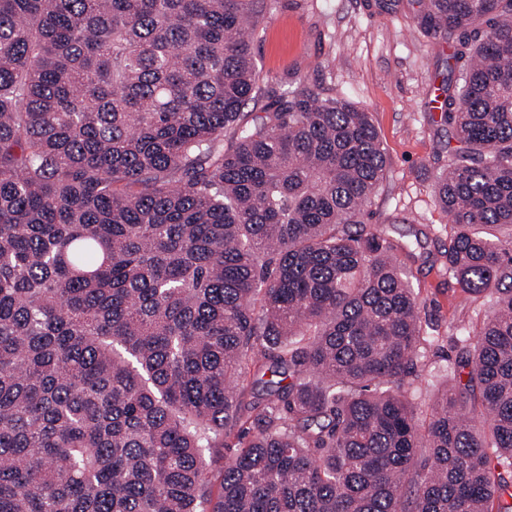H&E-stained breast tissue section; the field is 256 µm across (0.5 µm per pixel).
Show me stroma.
<instances>
[{
	"instance_id": "stroma-1",
	"label": "stroma",
	"mask_w": 512,
	"mask_h": 512,
	"mask_svg": "<svg viewBox=\"0 0 512 512\" xmlns=\"http://www.w3.org/2000/svg\"><path fill=\"white\" fill-rule=\"evenodd\" d=\"M439 53L409 6L387 14L375 0H278L253 44L270 84H318L373 114L388 168L372 221L393 240L420 241L406 267L437 338L427 360L438 377L456 358L458 330L479 327L492 307L490 298L464 297L444 266L454 226L435 201L434 184L448 164V128L429 104L439 83Z\"/></svg>"
}]
</instances>
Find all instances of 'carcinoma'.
I'll return each mask as SVG.
<instances>
[{
  "label": "carcinoma",
  "instance_id": "obj_1",
  "mask_svg": "<svg viewBox=\"0 0 512 512\" xmlns=\"http://www.w3.org/2000/svg\"><path fill=\"white\" fill-rule=\"evenodd\" d=\"M276 2L0 0V512H512V0H409L452 49L448 277L493 300L427 417L385 149L262 91Z\"/></svg>",
  "mask_w": 512,
  "mask_h": 512
}]
</instances>
